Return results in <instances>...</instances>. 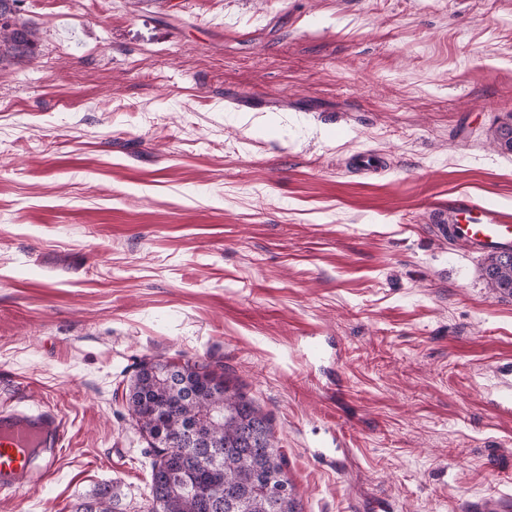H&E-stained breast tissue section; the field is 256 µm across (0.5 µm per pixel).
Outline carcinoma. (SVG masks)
Listing matches in <instances>:
<instances>
[{"mask_svg":"<svg viewBox=\"0 0 512 512\" xmlns=\"http://www.w3.org/2000/svg\"><path fill=\"white\" fill-rule=\"evenodd\" d=\"M16 3L0 0V65L35 55ZM494 143L512 152L511 121ZM482 276L490 290L512 296V254L487 257ZM179 376L171 383L161 363L144 361L125 391L127 411L151 448L147 512H302L272 414L219 361L185 359ZM189 432L208 445L164 446ZM79 512H115L112 486L95 489Z\"/></svg>","mask_w":512,"mask_h":512,"instance_id":"carcinoma-1","label":"carcinoma"}]
</instances>
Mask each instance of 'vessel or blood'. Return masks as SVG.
<instances>
[{"instance_id":"obj_1","label":"vessel or blood","mask_w":512,"mask_h":512,"mask_svg":"<svg viewBox=\"0 0 512 512\" xmlns=\"http://www.w3.org/2000/svg\"><path fill=\"white\" fill-rule=\"evenodd\" d=\"M479 219H472V212ZM440 221L450 222L456 239L469 244L479 254L512 250V215L489 208H476L467 195H459L448 203ZM67 438L62 417L50 409L34 413L0 414V488L19 486L24 474L22 461L33 449H45L42 474L52 479L58 472L59 455Z\"/></svg>"}]
</instances>
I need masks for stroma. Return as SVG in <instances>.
Instances as JSON below:
<instances>
[{
  "label": "stroma",
  "mask_w": 512,
  "mask_h": 512,
  "mask_svg": "<svg viewBox=\"0 0 512 512\" xmlns=\"http://www.w3.org/2000/svg\"><path fill=\"white\" fill-rule=\"evenodd\" d=\"M0 68V411L66 422L0 512H145L118 394L223 361L303 512L512 497V297L449 198L512 213V0H22ZM379 162L368 176L351 157ZM18 0H0V65L19 63L35 55L31 30L17 17ZM112 486L103 485L95 489L79 508V512H116Z\"/></svg>",
  "instance_id": "1"
}]
</instances>
